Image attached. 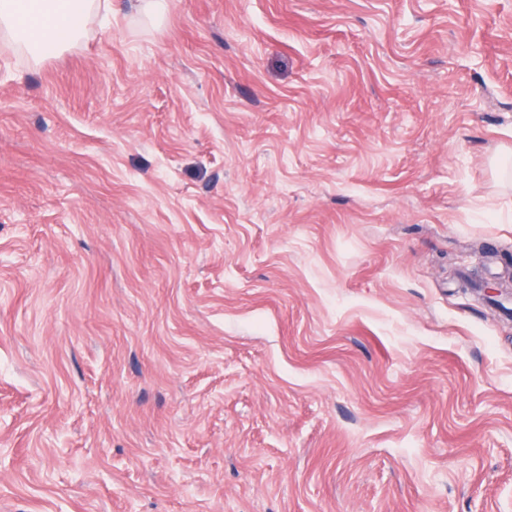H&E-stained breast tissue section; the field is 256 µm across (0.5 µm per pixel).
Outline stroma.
<instances>
[{
  "mask_svg": "<svg viewBox=\"0 0 512 512\" xmlns=\"http://www.w3.org/2000/svg\"><path fill=\"white\" fill-rule=\"evenodd\" d=\"M512 0H112L0 41V512H512Z\"/></svg>",
  "mask_w": 512,
  "mask_h": 512,
  "instance_id": "1",
  "label": "stroma"
}]
</instances>
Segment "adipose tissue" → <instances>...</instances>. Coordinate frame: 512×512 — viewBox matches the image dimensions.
Returning <instances> with one entry per match:
<instances>
[{
	"label": "adipose tissue",
	"mask_w": 512,
	"mask_h": 512,
	"mask_svg": "<svg viewBox=\"0 0 512 512\" xmlns=\"http://www.w3.org/2000/svg\"><path fill=\"white\" fill-rule=\"evenodd\" d=\"M97 8V0H0V30L39 61L72 44Z\"/></svg>",
	"instance_id": "obj_1"
}]
</instances>
